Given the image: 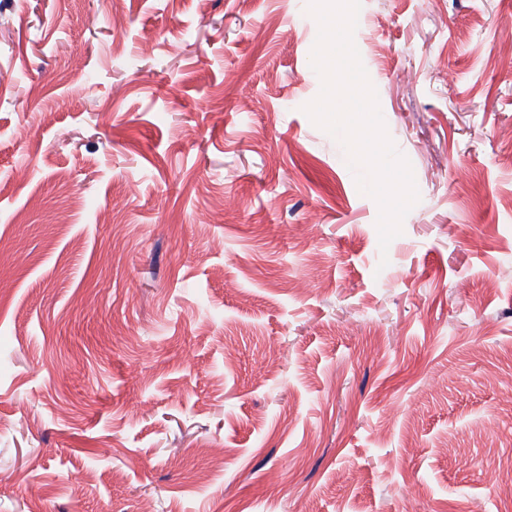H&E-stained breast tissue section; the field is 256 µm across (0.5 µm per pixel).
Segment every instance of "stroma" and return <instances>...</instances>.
<instances>
[{"label":"stroma","instance_id":"obj_1","mask_svg":"<svg viewBox=\"0 0 512 512\" xmlns=\"http://www.w3.org/2000/svg\"><path fill=\"white\" fill-rule=\"evenodd\" d=\"M308 6L0 0V512H512V0H363L384 253Z\"/></svg>","mask_w":512,"mask_h":512}]
</instances>
